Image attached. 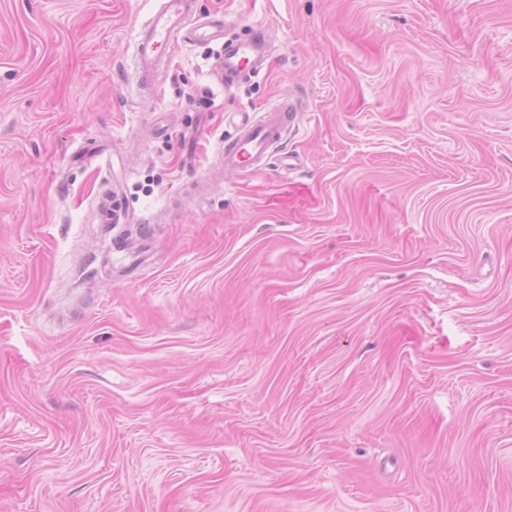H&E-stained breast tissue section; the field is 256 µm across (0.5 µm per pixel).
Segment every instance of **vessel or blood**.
Here are the masks:
<instances>
[{
    "mask_svg": "<svg viewBox=\"0 0 512 512\" xmlns=\"http://www.w3.org/2000/svg\"><path fill=\"white\" fill-rule=\"evenodd\" d=\"M223 42L221 75L231 79L242 72L254 71L265 45L262 30L247 38L224 36V20L214 17L200 20L196 0H155L148 18L139 25L132 52L133 72L138 92L154 95L168 72L170 53L179 44ZM297 121V109L285 101L260 118L243 115L238 134L225 142L219 163L227 169L254 171L278 148Z\"/></svg>",
    "mask_w": 512,
    "mask_h": 512,
    "instance_id": "obj_1",
    "label": "vessel or blood"
}]
</instances>
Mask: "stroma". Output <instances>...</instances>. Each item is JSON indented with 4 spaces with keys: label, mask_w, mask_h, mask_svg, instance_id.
<instances>
[{
    "label": "stroma",
    "mask_w": 512,
    "mask_h": 512,
    "mask_svg": "<svg viewBox=\"0 0 512 512\" xmlns=\"http://www.w3.org/2000/svg\"><path fill=\"white\" fill-rule=\"evenodd\" d=\"M152 7L0 0V512H512V0ZM148 18L139 25L132 52L138 92L153 96L168 73L170 53L178 44L224 43L221 75L224 81L255 70L265 35L254 30L247 38L224 39V17L199 21L196 0H155ZM241 114L238 134L224 143L219 153V163L225 169L255 171L272 149H278L288 131L295 126L297 108L286 100L259 119L247 112Z\"/></svg>",
    "instance_id": "stroma-1"
}]
</instances>
